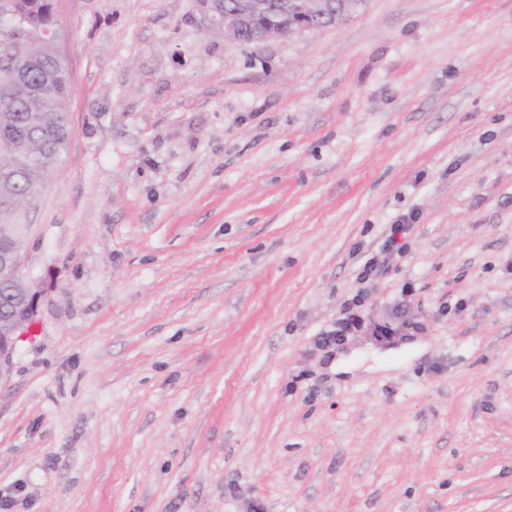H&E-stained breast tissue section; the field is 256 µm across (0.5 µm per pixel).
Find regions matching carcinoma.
Returning <instances> with one entry per match:
<instances>
[{"mask_svg": "<svg viewBox=\"0 0 512 512\" xmlns=\"http://www.w3.org/2000/svg\"><path fill=\"white\" fill-rule=\"evenodd\" d=\"M60 27L59 0H0V225L25 223L12 196L39 199L68 150L72 79Z\"/></svg>", "mask_w": 512, "mask_h": 512, "instance_id": "1", "label": "carcinoma"}]
</instances>
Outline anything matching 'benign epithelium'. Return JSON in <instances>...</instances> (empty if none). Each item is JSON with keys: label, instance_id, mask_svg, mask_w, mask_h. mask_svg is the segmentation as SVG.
Here are the masks:
<instances>
[{"label": "benign epithelium", "instance_id": "benign-epithelium-1", "mask_svg": "<svg viewBox=\"0 0 512 512\" xmlns=\"http://www.w3.org/2000/svg\"><path fill=\"white\" fill-rule=\"evenodd\" d=\"M198 28L224 32V38L240 41L243 30L258 29L253 43L322 29L325 20L336 17V0H234L233 8L217 14L197 4ZM22 235L0 228V271L14 276L23 288L12 298L13 310L0 316V383L9 379L17 340L30 327L37 313L43 289L31 284L23 273Z\"/></svg>", "mask_w": 512, "mask_h": 512}]
</instances>
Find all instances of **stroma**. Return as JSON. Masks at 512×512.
I'll list each match as a JSON object with an SVG mask.
<instances>
[{
	"label": "stroma",
	"instance_id": "stroma-1",
	"mask_svg": "<svg viewBox=\"0 0 512 512\" xmlns=\"http://www.w3.org/2000/svg\"><path fill=\"white\" fill-rule=\"evenodd\" d=\"M194 4L63 0L72 135L26 217L45 294L0 501L512 512V0H366L260 45ZM359 291L419 331L316 349ZM412 216L403 215L397 218L393 224H389L388 233L384 240L383 251L387 253L397 252L401 254L407 250L406 239L412 230ZM351 250L352 255L358 258L359 261H362L358 267L355 278L358 284L372 280L379 268L377 257L374 255H367L369 249L368 247H365L364 243L361 241L354 243Z\"/></svg>",
	"mask_w": 512,
	"mask_h": 512
}]
</instances>
